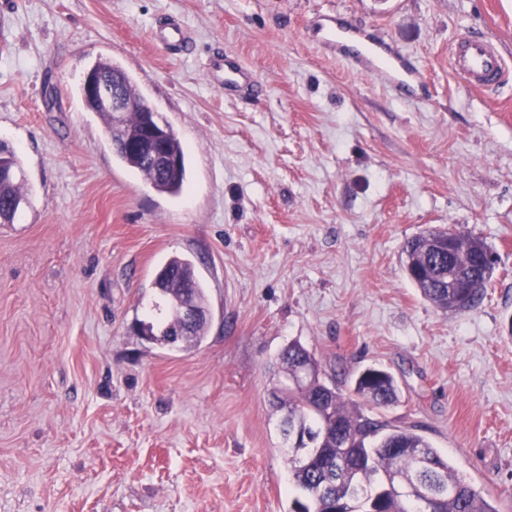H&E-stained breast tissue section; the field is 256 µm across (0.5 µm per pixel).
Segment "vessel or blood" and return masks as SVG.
I'll return each instance as SVG.
<instances>
[{
  "label": "vessel or blood",
  "mask_w": 512,
  "mask_h": 512,
  "mask_svg": "<svg viewBox=\"0 0 512 512\" xmlns=\"http://www.w3.org/2000/svg\"><path fill=\"white\" fill-rule=\"evenodd\" d=\"M324 38L339 57L348 59L369 73L385 77L390 86L411 98L422 95L417 71L406 55L394 51L388 42L359 28L323 27ZM153 40L171 47L187 42L188 34L181 23L170 19L151 31ZM450 65L460 79L475 88H490L498 78L512 69L498 46L486 37L471 35L452 43ZM207 78L222 85L225 94L233 95L254 88V74L238 57L214 54L206 66Z\"/></svg>",
  "instance_id": "1"
}]
</instances>
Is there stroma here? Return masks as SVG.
<instances>
[{
	"mask_svg": "<svg viewBox=\"0 0 512 512\" xmlns=\"http://www.w3.org/2000/svg\"><path fill=\"white\" fill-rule=\"evenodd\" d=\"M375 28L420 67L414 103L335 56L321 15ZM185 25L190 50L150 30ZM512 59V0H0V140L33 196L0 224V512H289L270 405L300 342L325 371L396 379L385 417L421 432L512 512V79L479 93L449 48ZM217 50L256 73L225 96ZM116 59L173 127L188 190L155 192L113 155L79 86ZM496 257L480 303L444 312L409 280L435 229ZM203 282L202 343L145 340L158 270Z\"/></svg>",
	"mask_w": 512,
	"mask_h": 512,
	"instance_id": "35a3bbf8",
	"label": "stroma"
}]
</instances>
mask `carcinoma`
Here are the masks:
<instances>
[{
	"label": "carcinoma",
	"instance_id": "1",
	"mask_svg": "<svg viewBox=\"0 0 512 512\" xmlns=\"http://www.w3.org/2000/svg\"><path fill=\"white\" fill-rule=\"evenodd\" d=\"M92 70L117 82L131 103L130 110L119 118L102 107L93 108L105 119L118 160L143 176L156 192L182 195L187 184L186 157L172 126L156 115V122L166 125L168 131L167 151L179 158L178 166L159 171L141 152L123 146L125 138L139 129L138 108L146 104L132 77L113 59H98ZM31 195L24 182L20 158L12 147L0 141V221L13 223ZM432 236L430 232L415 237L404 247L405 267L422 270L416 288L441 310L459 312L472 308L483 298L487 285L479 259L488 246L477 237L459 235L446 251L434 247ZM451 272L481 287L450 288ZM185 283L190 284L200 311H205L206 289L187 258L170 257L154 280L170 307L180 297ZM207 329L208 321L200 318L179 345L188 348L200 344ZM278 361L280 372L286 376L295 374L296 368L306 362L312 364L305 379L273 394V406L303 428L312 447L320 449L307 466L288 455L292 483L297 490L290 512H345L348 497L360 492L364 497L363 512H421L417 490L428 483L443 493L438 512H499L455 472L417 426L394 425L384 419L383 410L398 401V384L392 374L359 373L352 379L348 395L338 384L323 380L319 360L299 343L288 344L279 353Z\"/></svg>",
	"mask_w": 512,
	"mask_h": 512
}]
</instances>
